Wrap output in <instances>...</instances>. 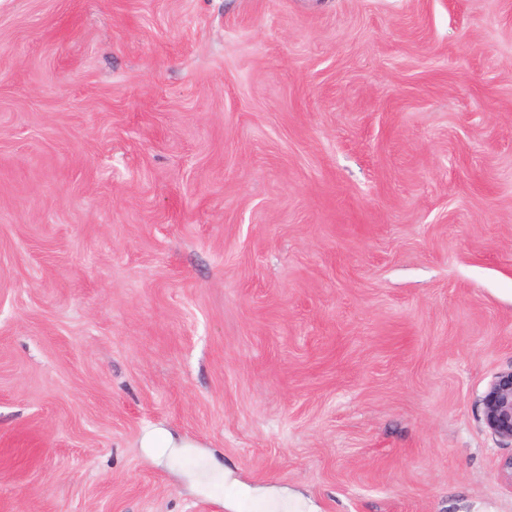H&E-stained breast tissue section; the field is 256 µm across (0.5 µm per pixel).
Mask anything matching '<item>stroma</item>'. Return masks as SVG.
<instances>
[{
	"label": "stroma",
	"instance_id": "35a3bbf8",
	"mask_svg": "<svg viewBox=\"0 0 512 512\" xmlns=\"http://www.w3.org/2000/svg\"><path fill=\"white\" fill-rule=\"evenodd\" d=\"M510 368L512 0H0V512H512ZM481 405L490 433L512 445V368L493 378L481 398Z\"/></svg>",
	"mask_w": 512,
	"mask_h": 512
}]
</instances>
